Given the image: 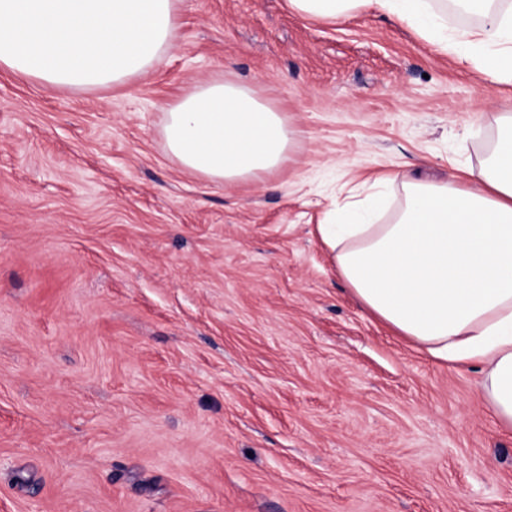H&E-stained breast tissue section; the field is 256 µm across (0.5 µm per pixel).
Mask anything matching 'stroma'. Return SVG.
<instances>
[{"label":"stroma","mask_w":512,"mask_h":512,"mask_svg":"<svg viewBox=\"0 0 512 512\" xmlns=\"http://www.w3.org/2000/svg\"><path fill=\"white\" fill-rule=\"evenodd\" d=\"M123 87L0 73V512H512V431L374 320L316 226L341 189L477 166L512 84L386 13L186 0ZM250 84L282 170L185 171L165 104Z\"/></svg>","instance_id":"1"}]
</instances>
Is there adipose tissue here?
<instances>
[{"label":"adipose tissue","mask_w":512,"mask_h":512,"mask_svg":"<svg viewBox=\"0 0 512 512\" xmlns=\"http://www.w3.org/2000/svg\"><path fill=\"white\" fill-rule=\"evenodd\" d=\"M480 16L463 40L430 0H289L331 22L379 10L512 83V0H453ZM184 0H0V70L46 86L93 90L159 67L179 38ZM471 185L399 173L402 195L380 223V193L346 196L319 225L331 263L361 305L451 365H478L485 404L512 429V113L495 119ZM180 167L215 182L259 180L288 163L296 132L250 86L213 80L165 109Z\"/></svg>","instance_id":"ef3b65f1"}]
</instances>
